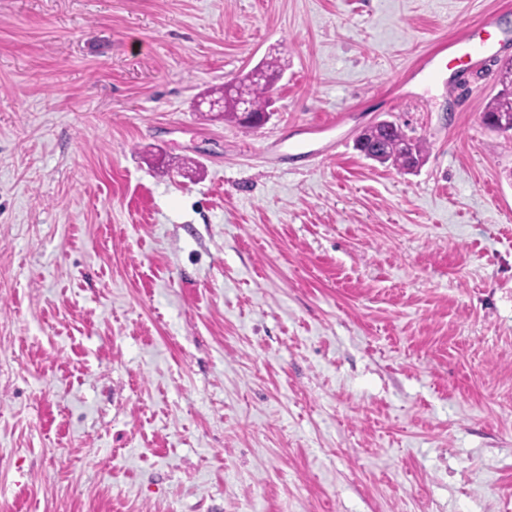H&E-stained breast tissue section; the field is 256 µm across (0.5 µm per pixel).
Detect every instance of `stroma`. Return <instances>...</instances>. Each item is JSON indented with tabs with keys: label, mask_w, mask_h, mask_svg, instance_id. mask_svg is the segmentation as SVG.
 <instances>
[{
	"label": "stroma",
	"mask_w": 512,
	"mask_h": 512,
	"mask_svg": "<svg viewBox=\"0 0 512 512\" xmlns=\"http://www.w3.org/2000/svg\"><path fill=\"white\" fill-rule=\"evenodd\" d=\"M488 12L0 0V512H512V138L415 73ZM277 67L275 62H263L261 66L254 70L250 77L247 75L243 79V81L248 80L249 84L244 85V89L239 87V90L249 99L252 111L257 114L267 110L270 111V102L266 93L274 76L281 72V70L276 69ZM268 71L271 72L268 74ZM262 80L264 83L261 82ZM380 137L385 141L371 152L381 151L385 156L378 160L380 164H391L399 170L410 171L417 168L425 154L424 145L408 138L395 124H378L366 129L356 140L360 151L366 146H373Z\"/></svg>",
	"instance_id": "obj_1"
}]
</instances>
